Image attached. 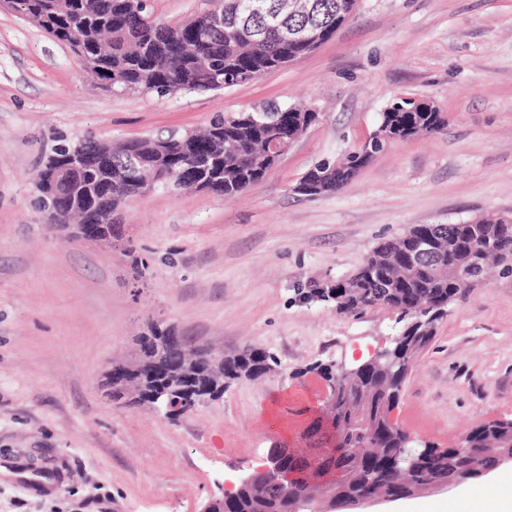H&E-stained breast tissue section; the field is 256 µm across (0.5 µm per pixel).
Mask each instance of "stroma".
I'll list each match as a JSON object with an SVG mask.
<instances>
[{
    "label": "stroma",
    "mask_w": 512,
    "mask_h": 512,
    "mask_svg": "<svg viewBox=\"0 0 512 512\" xmlns=\"http://www.w3.org/2000/svg\"><path fill=\"white\" fill-rule=\"evenodd\" d=\"M403 96L440 108L447 128L390 142L335 193H293ZM271 102L318 119L244 195L153 190L115 215L108 247L45 224L33 178L58 147L198 131ZM487 212L512 213V0H358L310 55L162 99L107 90L0 0V512H203L273 445L317 446L306 429L328 387L313 365L355 366L402 325L383 306L337 314L310 289L412 225ZM156 321L194 347L263 348L277 367L173 421L114 401L104 365ZM391 416L438 449L512 419V274L492 269L449 304Z\"/></svg>",
    "instance_id": "35a3bbf8"
}]
</instances>
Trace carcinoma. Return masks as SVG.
Wrapping results in <instances>:
<instances>
[{
  "mask_svg": "<svg viewBox=\"0 0 512 512\" xmlns=\"http://www.w3.org/2000/svg\"><path fill=\"white\" fill-rule=\"evenodd\" d=\"M252 0H223L213 12L183 23L168 25L156 22L149 6L140 0H15L16 10L31 17L55 39L77 45L96 58L97 69L91 74L98 79H112V88L121 92L170 94L169 85L176 81L185 90L207 91L220 82L236 85L248 83L266 69L281 61L288 50L278 33L265 28V16L252 13ZM278 12L280 24L286 28L317 25L326 27L336 22V15L350 10L352 0H309L300 9L291 0H264ZM263 111L278 117L272 127H262L247 115H234L214 121L208 129L188 141L186 134L172 133L163 139L146 138L138 142L144 154L160 144L165 156L153 158L154 164L139 173L140 180L154 175V170L168 172L189 163L193 153L204 149L216 135L224 139V160L212 167L196 171L210 184L211 191L225 197L238 195L258 183L270 170L265 157V144L274 132H292L296 105H267ZM439 112H400L394 108L382 113L380 124L390 128L398 139L410 140L426 133L441 132L447 122ZM92 151H112V172L92 165L81 180L64 190L60 209L49 211L38 200L48 224H69L79 219L75 212L99 207L112 198V211L139 195L137 181L126 173L118 157L125 143L86 141ZM357 156L351 155L337 164H320L333 174L323 193L340 190L355 176ZM424 232L448 239L458 233L455 224H418L408 234L376 246L357 271L346 282V299L337 310L351 314L364 308L385 306L398 312L406 334L390 348L393 357L424 351L436 334V323H417L416 309L422 303L435 306L448 304L464 287L441 273L434 263L416 269L404 264L405 253L412 249L414 237ZM274 358L264 349L246 348L224 356V385L240 379H258L268 371ZM315 370L328 383L329 397L320 415L314 419L309 433L328 432L331 444L318 456V469L336 472L335 491L339 496L384 491L400 494L410 482L442 475L459 483L473 480L482 470L498 465L499 456L512 452V420L481 424L468 432V447L461 453L452 448H411L388 422L390 412L398 405L404 373L388 372L376 364H368L352 375L343 377L335 365L319 364ZM143 391L136 395L140 402H168L165 383L142 371L135 374ZM411 456L418 462L410 470L401 468L398 457ZM283 468L301 473L309 460L289 450L281 453ZM218 512H291L288 492L267 488L262 479L240 488L237 494L218 506Z\"/></svg>",
  "mask_w": 512,
  "mask_h": 512,
  "instance_id": "carcinoma-1",
  "label": "carcinoma"
}]
</instances>
